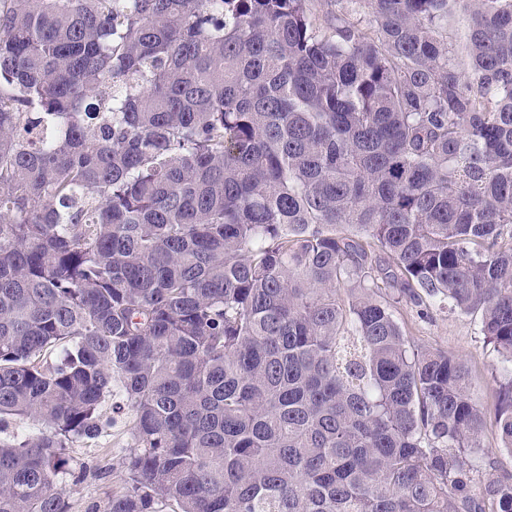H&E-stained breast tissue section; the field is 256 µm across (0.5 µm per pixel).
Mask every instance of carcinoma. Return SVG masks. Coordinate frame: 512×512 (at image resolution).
Here are the masks:
<instances>
[{
    "mask_svg": "<svg viewBox=\"0 0 512 512\" xmlns=\"http://www.w3.org/2000/svg\"><path fill=\"white\" fill-rule=\"evenodd\" d=\"M316 2L0 0V512L117 391L99 512H512L393 312L479 315L512 451V0Z\"/></svg>",
    "mask_w": 512,
    "mask_h": 512,
    "instance_id": "1",
    "label": "carcinoma"
}]
</instances>
